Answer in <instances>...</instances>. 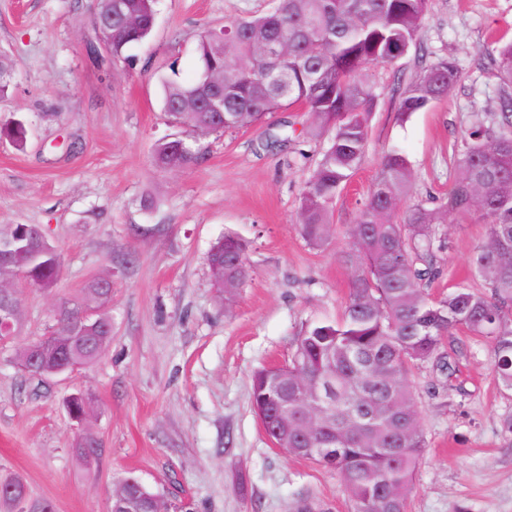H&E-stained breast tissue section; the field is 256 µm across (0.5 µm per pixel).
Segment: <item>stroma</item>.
<instances>
[{
  "mask_svg": "<svg viewBox=\"0 0 512 512\" xmlns=\"http://www.w3.org/2000/svg\"><path fill=\"white\" fill-rule=\"evenodd\" d=\"M272 0H157L151 35L130 59L94 64L93 0H0V54L13 64L0 123L24 120L25 150L0 141V225L35 224L60 254L49 292L17 283L24 323L0 345V471L22 476L56 512H110L113 488L133 474L185 512H290L301 490L327 512H350L339 475L273 447L250 404L252 374L284 362L307 319L337 318L348 291L336 259L378 169L381 153L405 150L414 172L407 204L446 196L455 151L471 113L496 110L499 80L486 63L512 40V0H431L419 47L376 67L366 156L336 199L339 232L310 248L294 223L299 193L320 144L295 137L307 116L292 108L267 122L203 137L193 170L157 169L152 149L183 135L162 109L159 79L192 81L202 33L270 10ZM455 60L461 81L447 100L397 118L392 88L421 56ZM287 138L281 150L274 138ZM486 220L449 218L433 294L468 277ZM232 233L249 244L251 281L232 311L213 286L208 255ZM112 285V341L104 356L50 380L28 376L12 356L46 334L51 313L88 282ZM449 373L424 365L413 387L426 448L408 512H512V415L489 365V344L467 332L446 339ZM88 397L71 420L67 401ZM101 443L84 465V433Z\"/></svg>",
  "mask_w": 512,
  "mask_h": 512,
  "instance_id": "stroma-1",
  "label": "stroma"
}]
</instances>
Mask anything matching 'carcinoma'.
I'll return each mask as SVG.
<instances>
[{"instance_id":"obj_1","label":"carcinoma","mask_w":512,"mask_h":512,"mask_svg":"<svg viewBox=\"0 0 512 512\" xmlns=\"http://www.w3.org/2000/svg\"><path fill=\"white\" fill-rule=\"evenodd\" d=\"M157 0H97L92 25H111L107 55L128 60L127 51L152 32ZM430 0H274L265 14L209 28L200 36L199 73L211 72L224 95V114L206 110L213 88L198 76L190 84L160 79L162 108L194 133L157 143L153 164L162 170L196 168L203 152L198 136L262 123L282 109L306 112L300 135L326 142L304 180L296 227L313 249L329 244L337 194L363 161L375 107L369 72L394 64L417 45ZM498 71L501 112H475L457 155L459 175L448 196L432 206L402 208L413 171L406 153L382 154L378 173L354 223L345 229L349 246L338 261L348 277L341 318L310 319L294 339L288 363L254 372L250 400L270 440L298 458L339 473L353 512H406L413 475L426 447L410 378L431 363L448 370L445 337L464 330L490 342V365L500 386L512 390V41L489 53ZM456 64L440 57L424 63L399 92L398 112L407 119L440 101L456 87ZM0 139L22 148L23 121L0 124ZM479 212L488 219L484 240L469 268L484 288L460 284L437 297L429 292L440 274L448 216ZM37 227L0 226V282L25 274L27 285L49 291L61 273L50 245L32 246ZM248 245L226 235L214 255L232 252L238 263L209 264L214 285L230 307L252 279ZM112 293L99 279L81 296L59 302L50 332L15 352L28 368L31 352L49 350L44 367L73 359L85 366L99 360L112 339L104 304ZM331 385L330 403L318 407L312 389ZM288 408V428L269 414ZM82 394L68 401L80 423L89 412ZM101 443L81 439L75 453L88 459ZM0 512H55L53 503L32 496L15 476L0 478Z\"/></svg>"}]
</instances>
